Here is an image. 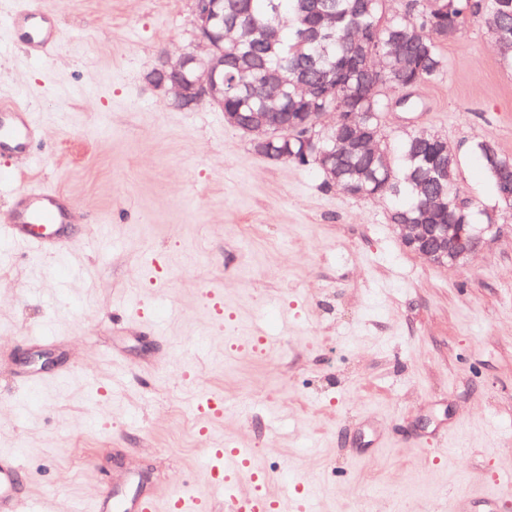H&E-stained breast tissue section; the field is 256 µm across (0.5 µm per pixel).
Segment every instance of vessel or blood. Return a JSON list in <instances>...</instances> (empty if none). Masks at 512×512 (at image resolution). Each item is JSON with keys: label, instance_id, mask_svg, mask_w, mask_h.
I'll return each mask as SVG.
<instances>
[{"label": "vessel or blood", "instance_id": "b4317fda", "mask_svg": "<svg viewBox=\"0 0 512 512\" xmlns=\"http://www.w3.org/2000/svg\"><path fill=\"white\" fill-rule=\"evenodd\" d=\"M11 25L21 31L29 54H50L60 38L58 27L45 18L37 0H20ZM39 132L32 111L18 101H0V157L9 162L0 169V181L12 180L33 161L30 147ZM78 219V206L61 190L35 185L19 189L10 209L0 214V230L14 242L38 253L56 255L71 245L70 224ZM216 464L209 480L224 491L225 512H283L284 501L266 488L267 480L258 468L251 449L235 446L212 448ZM22 464L19 454L0 450V512H28V497L19 488ZM93 512H210L208 500L169 493L165 501L156 496L117 499L109 484H101Z\"/></svg>", "mask_w": 512, "mask_h": 512}]
</instances>
